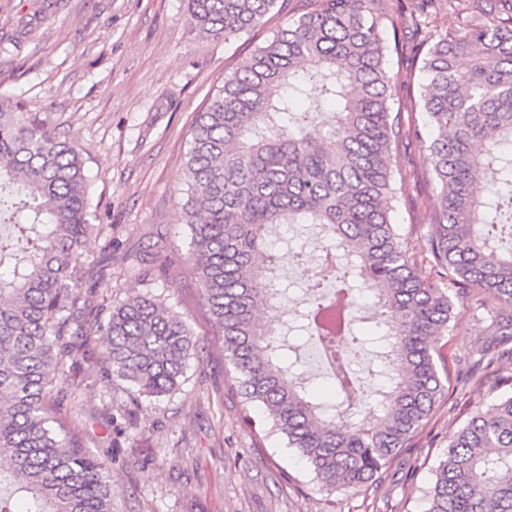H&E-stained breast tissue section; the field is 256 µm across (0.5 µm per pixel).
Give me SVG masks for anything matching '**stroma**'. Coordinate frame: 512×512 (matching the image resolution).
Returning <instances> with one entry per match:
<instances>
[{"instance_id":"1","label":"stroma","mask_w":512,"mask_h":512,"mask_svg":"<svg viewBox=\"0 0 512 512\" xmlns=\"http://www.w3.org/2000/svg\"><path fill=\"white\" fill-rule=\"evenodd\" d=\"M286 20L227 41L193 27L187 0H0V97L77 145L97 221L112 227L85 246L86 262L110 274L96 303L108 312L131 295L152 298L184 317L201 348L178 390L137 405L123 382L71 374L67 388L112 472V512H423L450 437L498 396L450 386L378 485L357 492L318 489L278 434L257 440L243 422L190 274L179 202L197 112ZM160 238L171 257L163 273L150 260ZM455 313L452 359L475 349L486 326L471 302Z\"/></svg>"}]
</instances>
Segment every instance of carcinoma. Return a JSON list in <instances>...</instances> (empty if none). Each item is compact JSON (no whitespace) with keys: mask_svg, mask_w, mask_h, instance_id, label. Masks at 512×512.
Here are the masks:
<instances>
[{"mask_svg":"<svg viewBox=\"0 0 512 512\" xmlns=\"http://www.w3.org/2000/svg\"><path fill=\"white\" fill-rule=\"evenodd\" d=\"M448 24L425 11L401 18L384 0H300L291 18L224 77L198 113L185 155L181 223L190 272L211 321L244 420L283 434L319 489L379 482L410 446L449 380L443 342L455 301L487 313L464 380L496 368L490 407L458 429L426 489L424 512H512V5L444 0ZM286 8L280 0H188L193 26L237 38ZM409 30L411 54L383 38ZM398 66H421L423 120L396 106ZM327 105L309 112L300 98ZM423 144L427 165L396 174L394 153ZM432 197L417 242L391 212L415 208L407 182ZM79 150L35 112L0 99V512H112V476L90 449L63 383L90 359L136 401L181 385L198 345L187 321L149 298H128L102 326L90 295L108 284L83 260L92 223ZM285 224H315L324 245L299 312L303 341L261 316L286 305L269 238ZM429 275H421L422 269ZM375 360L357 368L368 343ZM326 358V402L303 377L304 348Z\"/></svg>","mask_w":512,"mask_h":512,"instance_id":"cac0c4a2","label":"carcinoma"}]
</instances>
